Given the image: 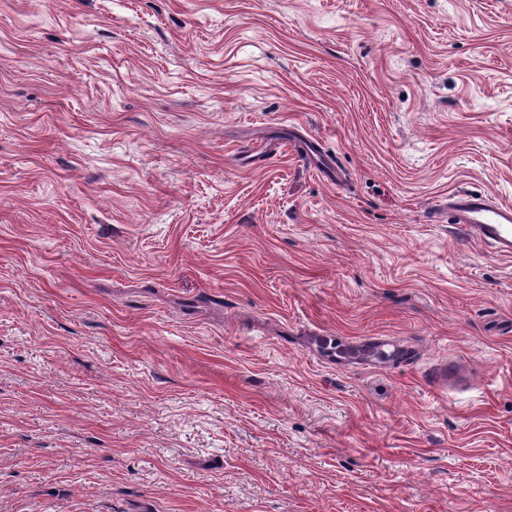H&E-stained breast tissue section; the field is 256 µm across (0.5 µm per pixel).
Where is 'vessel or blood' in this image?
<instances>
[{"label":"vessel or blood","instance_id":"vessel-or-blood-1","mask_svg":"<svg viewBox=\"0 0 512 512\" xmlns=\"http://www.w3.org/2000/svg\"><path fill=\"white\" fill-rule=\"evenodd\" d=\"M448 221L499 252L512 253V207L498 203L488 193H455L448 200Z\"/></svg>","mask_w":512,"mask_h":512}]
</instances>
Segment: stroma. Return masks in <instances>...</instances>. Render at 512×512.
Listing matches in <instances>:
<instances>
[{
    "label": "stroma",
    "instance_id": "stroma-1",
    "mask_svg": "<svg viewBox=\"0 0 512 512\" xmlns=\"http://www.w3.org/2000/svg\"><path fill=\"white\" fill-rule=\"evenodd\" d=\"M467 190L512 0H0V512H512Z\"/></svg>",
    "mask_w": 512,
    "mask_h": 512
}]
</instances>
